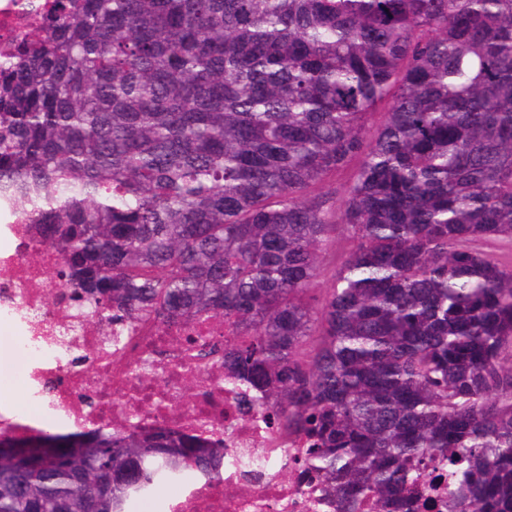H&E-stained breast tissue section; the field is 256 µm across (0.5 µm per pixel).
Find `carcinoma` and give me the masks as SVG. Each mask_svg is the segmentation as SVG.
I'll list each match as a JSON object with an SVG mask.
<instances>
[{
  "instance_id": "1",
  "label": "carcinoma",
  "mask_w": 512,
  "mask_h": 512,
  "mask_svg": "<svg viewBox=\"0 0 512 512\" xmlns=\"http://www.w3.org/2000/svg\"><path fill=\"white\" fill-rule=\"evenodd\" d=\"M0 191L78 321L242 337L192 344L339 512H409L450 449V512H512V262L473 247L512 244V0H52L0 54ZM190 474L224 453L0 434V512H126ZM354 248V242L346 234L336 232L335 238L325 254V265L322 275L317 283L316 288H321V293H325L326 288H330L332 283V274L338 269L349 253ZM197 330H199L203 336H208L211 343H214L217 348L221 350L224 349V345L239 339L238 336H228L227 332H225L224 324L219 319H205L202 323L198 324Z\"/></svg>"
}]
</instances>
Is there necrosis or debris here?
Returning a JSON list of instances; mask_svg holds the SVG:
<instances>
[{
	"label": "necrosis or debris",
	"instance_id": "obj_1",
	"mask_svg": "<svg viewBox=\"0 0 512 512\" xmlns=\"http://www.w3.org/2000/svg\"><path fill=\"white\" fill-rule=\"evenodd\" d=\"M44 0H0V51L29 27ZM15 242L0 253V321L10 323L13 361L24 374L28 399L43 421L75 431L114 428L135 412L145 429H160L177 439L223 443L224 481L185 482L178 495L156 502V512H338L325 479L310 469L301 448L274 425L270 409L252 408L248 396L211 388L187 394L185 333L147 319L126 326L118 346L106 350L96 325L73 328L62 305L48 292L58 290L60 257L52 249L30 258L21 251L26 227L5 225ZM78 349L96 356L74 363ZM150 358L157 370L152 384L138 381L135 366ZM192 401L191 413L176 407ZM405 498L412 512H447L444 468L429 474Z\"/></svg>",
	"mask_w": 512,
	"mask_h": 512
}]
</instances>
